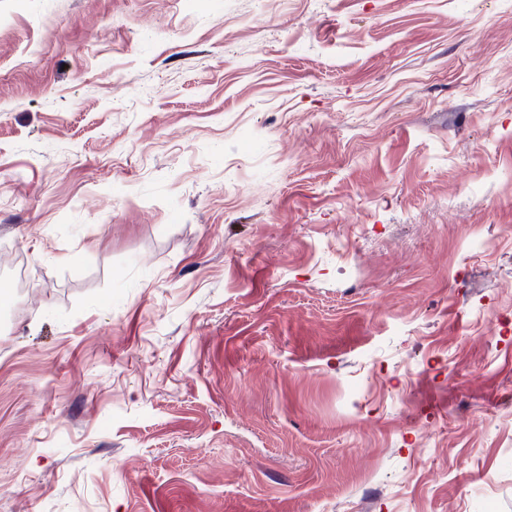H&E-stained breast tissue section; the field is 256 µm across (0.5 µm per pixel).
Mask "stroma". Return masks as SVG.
Listing matches in <instances>:
<instances>
[{
    "label": "stroma",
    "instance_id": "1",
    "mask_svg": "<svg viewBox=\"0 0 512 512\" xmlns=\"http://www.w3.org/2000/svg\"><path fill=\"white\" fill-rule=\"evenodd\" d=\"M512 0H0V512H512Z\"/></svg>",
    "mask_w": 512,
    "mask_h": 512
}]
</instances>
